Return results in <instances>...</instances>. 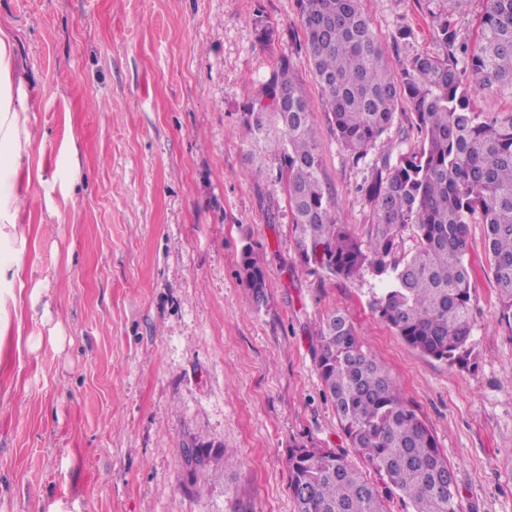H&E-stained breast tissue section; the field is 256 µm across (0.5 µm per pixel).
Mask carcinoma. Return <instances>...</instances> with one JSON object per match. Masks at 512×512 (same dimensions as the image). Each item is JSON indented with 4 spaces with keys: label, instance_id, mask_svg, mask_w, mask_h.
<instances>
[{
    "label": "carcinoma",
    "instance_id": "1",
    "mask_svg": "<svg viewBox=\"0 0 512 512\" xmlns=\"http://www.w3.org/2000/svg\"><path fill=\"white\" fill-rule=\"evenodd\" d=\"M359 0H297L305 63L330 110L332 130L355 159L365 158L390 126L398 100L411 105L421 149L384 158L366 188L376 215L372 237L358 241L333 215L323 183L313 107L283 55L242 112L250 138L277 163L288 191L298 257L350 279L365 267L390 277L373 296L372 312L413 350L465 367L473 351L469 268L470 218L485 225L501 324L512 335V117L479 119L468 87L512 95V0H487L477 50L443 22L442 55L416 54L399 74L361 12ZM468 58L458 68L459 57ZM410 227L418 240L397 255ZM240 274L256 302L266 278L251 248ZM316 370L350 447L380 475L405 512H459L455 472L430 428L382 364L363 350L340 311L316 329ZM206 472L208 452L183 449ZM295 512H388L378 488L336 448L294 444L286 459Z\"/></svg>",
    "mask_w": 512,
    "mask_h": 512
}]
</instances>
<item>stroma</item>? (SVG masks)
<instances>
[{
	"instance_id": "1",
	"label": "stroma",
	"mask_w": 512,
	"mask_h": 512,
	"mask_svg": "<svg viewBox=\"0 0 512 512\" xmlns=\"http://www.w3.org/2000/svg\"><path fill=\"white\" fill-rule=\"evenodd\" d=\"M360 7L396 69L439 53L446 19L476 45L486 2ZM0 30L30 78L43 169L23 200L25 288L0 333V512H294L289 445H348L313 358L334 310L433 432L460 512H512V336L483 225L467 242L474 349L451 367L372 313L387 277L299 262L278 171H253L260 148L241 134L244 105L293 57L336 218L365 242L376 161L421 148L407 100L354 160L302 63L297 0H0ZM247 248L265 272L260 306L239 277ZM192 443L209 445L208 472L185 464Z\"/></svg>"
}]
</instances>
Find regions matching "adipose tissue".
<instances>
[{
	"mask_svg": "<svg viewBox=\"0 0 512 512\" xmlns=\"http://www.w3.org/2000/svg\"><path fill=\"white\" fill-rule=\"evenodd\" d=\"M25 80L11 39L0 37V315L7 312L8 297L23 284L19 270L26 239L19 225L22 199L31 183L20 169L32 145Z\"/></svg>",
	"mask_w": 512,
	"mask_h": 512,
	"instance_id": "1",
	"label": "adipose tissue"
}]
</instances>
